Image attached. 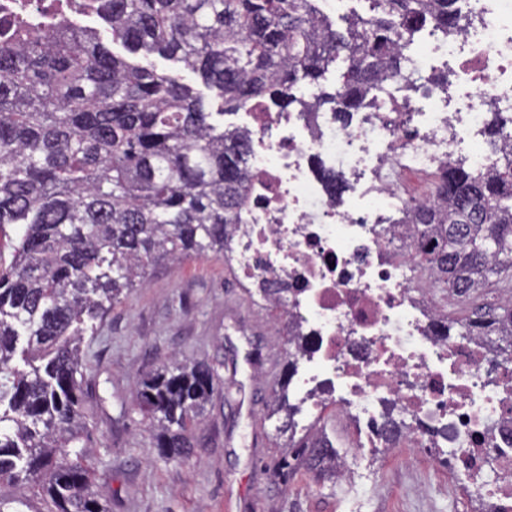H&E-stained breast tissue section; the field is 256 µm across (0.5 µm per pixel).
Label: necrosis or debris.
<instances>
[{
  "instance_id": "4bbe7bcc",
  "label": "necrosis or debris",
  "mask_w": 512,
  "mask_h": 512,
  "mask_svg": "<svg viewBox=\"0 0 512 512\" xmlns=\"http://www.w3.org/2000/svg\"><path fill=\"white\" fill-rule=\"evenodd\" d=\"M472 19L444 35L426 27L402 52L399 74L382 77L364 106L332 112H228L247 132L248 206L224 251L260 304L285 313L286 341L305 337L289 380L299 413L328 408L358 433L351 459L331 456L336 479L373 493L361 477L371 459L423 450L465 477L487 512H512V351L501 331L448 336L469 323V293L440 304L416 208L436 202L432 180L458 159L484 170L512 149V0H457ZM70 0H0V19L47 30ZM452 74V89L432 83ZM507 118L490 143L493 113ZM342 176L341 186L328 177Z\"/></svg>"
}]
</instances>
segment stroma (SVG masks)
<instances>
[{
    "mask_svg": "<svg viewBox=\"0 0 512 512\" xmlns=\"http://www.w3.org/2000/svg\"><path fill=\"white\" fill-rule=\"evenodd\" d=\"M254 341L277 339V322L214 253L148 267L141 287L100 320L86 324L84 358L97 363L102 407H88L91 440L84 454L109 512H345L347 489L328 487L306 459L293 460L287 479L277 467L288 455L284 415L274 411V382L267 367L249 374V349L235 329ZM223 362L225 381L243 383L236 405L215 393L192 432L185 463L160 460L148 420L135 405L147 371L172 359ZM380 487L364 512H480L461 483L431 462L418 469L401 461L379 464Z\"/></svg>",
    "mask_w": 512,
    "mask_h": 512,
    "instance_id": "obj_1",
    "label": "stroma"
}]
</instances>
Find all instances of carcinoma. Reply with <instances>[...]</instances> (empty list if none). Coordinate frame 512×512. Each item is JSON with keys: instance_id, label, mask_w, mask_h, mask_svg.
<instances>
[{"instance_id": "obj_1", "label": "carcinoma", "mask_w": 512, "mask_h": 512, "mask_svg": "<svg viewBox=\"0 0 512 512\" xmlns=\"http://www.w3.org/2000/svg\"><path fill=\"white\" fill-rule=\"evenodd\" d=\"M133 53L177 60L215 92L218 115L247 105H316L356 112L382 74L399 70L411 35H448L471 18L455 0H372L371 15L337 24L314 0H79ZM342 79L328 83L337 62ZM192 86L131 65L62 19L45 36L17 21L0 36V484L28 482L47 512H108L83 452L84 406L96 381L80 357L83 325L103 318L145 269L212 251L247 205V136L212 121ZM441 203L421 206L430 228L419 260L437 287L490 284L512 296V158L477 171L439 169ZM512 325V303L483 328ZM29 367H18L16 360ZM219 366L164 365L146 374L136 406L155 427L154 448L181 464L205 404L223 388Z\"/></svg>"}]
</instances>
